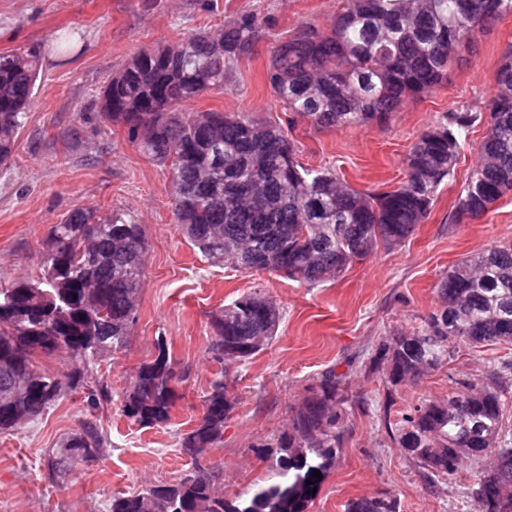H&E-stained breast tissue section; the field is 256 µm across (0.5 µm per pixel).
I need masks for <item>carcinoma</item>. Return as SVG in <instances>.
<instances>
[{"label": "carcinoma", "mask_w": 512, "mask_h": 512, "mask_svg": "<svg viewBox=\"0 0 512 512\" xmlns=\"http://www.w3.org/2000/svg\"><path fill=\"white\" fill-rule=\"evenodd\" d=\"M512 13V0H344L328 32H298L271 52L268 81L286 112L321 128L388 123L408 99L448 82V71L473 50L478 34ZM267 19L241 13L218 34L199 33L173 46L139 51L102 92L100 117L127 128L139 148L170 163L173 214L203 257L252 271L282 272L314 284L338 277L379 246L402 243L423 223L439 186L453 174L462 136L480 115L446 113L421 133L405 159L398 187L361 192L328 169L297 160L298 146L280 124L223 112L184 115L178 106L224 88L232 68L250 58ZM39 75L36 51L0 56V167L8 165ZM487 132L476 146L478 162L458 196L452 221L484 215L512 192V52L496 75ZM145 237L130 214L101 217L76 208L51 226L42 243L37 281L0 288V432L38 419L84 381L81 366L124 348L135 321L144 277ZM441 304L413 332L381 344L374 365L389 382L418 379L462 346L512 345V243L463 258L441 278ZM281 312L265 296L233 300L211 318L213 358L242 364L275 337ZM143 363L122 396L124 415L138 425L169 422L180 398L166 339ZM39 355L63 356L65 377L36 364ZM512 374L505 361L487 382L462 383L446 402L422 401L396 421L384 415L407 456L423 469L427 485L455 475L470 461L475 512H512ZM112 399L108 387L87 389L92 408ZM343 378L331 372L295 408L278 438L273 478L245 495L214 492L216 472L200 467L172 484L112 496L109 512H308L314 488L336 463L345 438L339 422L364 407ZM234 399L221 373L202 400L197 424L180 447L192 459L224 441ZM102 445L96 428L51 449L48 466L62 477L92 460ZM392 497L354 499L346 512H398Z\"/></svg>", "instance_id": "1"}]
</instances>
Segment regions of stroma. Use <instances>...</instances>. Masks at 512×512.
Masks as SVG:
<instances>
[{"mask_svg":"<svg viewBox=\"0 0 512 512\" xmlns=\"http://www.w3.org/2000/svg\"><path fill=\"white\" fill-rule=\"evenodd\" d=\"M342 6V0H0V55L35 50L42 61L34 103L8 166L0 168V287L38 279L49 227L77 207L102 216L129 212L147 239L127 346L87 364L85 387L37 420L0 433V512H107L113 494L174 482L197 463L218 473L219 494L233 497L269 476L263 444L287 429L293 408L330 371L346 374L350 391L367 405L344 418L345 444L308 512H345L350 500L385 495L396 497L399 512H474L472 466L428 486L383 417H400L422 400H446L456 382L481 383L502 360H512V345L461 348L449 363L395 387L384 374L370 373L369 364L379 344L420 327L437 310V283L450 267L512 240V193L480 218L451 221L486 123L463 138L453 176L409 238L310 286L278 272L208 264L174 221L168 168L144 155L124 126L98 115L103 88L134 54L217 32L237 14L254 11L271 21L254 54L238 63L223 90L183 104V112L278 122L298 143L305 167L334 170L360 191L395 188L406 178L411 145L443 114L487 112L496 73L512 50V14L479 34L447 83L406 101L388 125L316 129L277 103L267 77L270 51L305 25L330 29ZM73 128L80 139H71ZM255 292L280 306L276 337L226 371L238 404L223 443L193 461L180 438L196 425L221 370L210 352L211 317ZM160 336L174 360L180 398L168 424L142 428L123 416L121 395L140 364L153 358ZM98 384L111 389L112 399L92 409L86 390ZM87 423L103 437L95 460L62 479L50 473L48 450Z\"/></svg>","mask_w":512,"mask_h":512,"instance_id":"35a3bbf8","label":"stroma"}]
</instances>
